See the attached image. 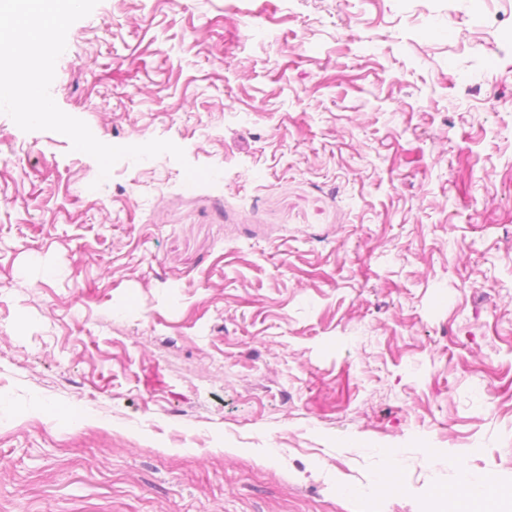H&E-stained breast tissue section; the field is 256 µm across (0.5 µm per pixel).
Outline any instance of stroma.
<instances>
[{
  "label": "stroma",
  "instance_id": "stroma-1",
  "mask_svg": "<svg viewBox=\"0 0 512 512\" xmlns=\"http://www.w3.org/2000/svg\"><path fill=\"white\" fill-rule=\"evenodd\" d=\"M51 94L218 176L0 114V512L512 488V0H100Z\"/></svg>",
  "mask_w": 512,
  "mask_h": 512
}]
</instances>
